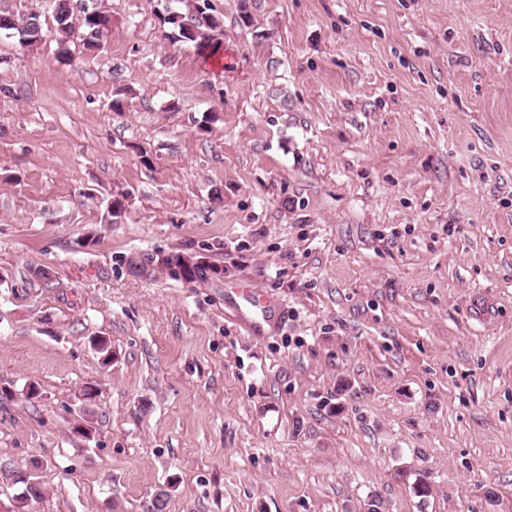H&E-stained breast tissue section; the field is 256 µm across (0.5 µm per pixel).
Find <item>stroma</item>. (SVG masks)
<instances>
[{
	"label": "stroma",
	"mask_w": 512,
	"mask_h": 512,
	"mask_svg": "<svg viewBox=\"0 0 512 512\" xmlns=\"http://www.w3.org/2000/svg\"><path fill=\"white\" fill-rule=\"evenodd\" d=\"M86 2L65 62L0 0L44 34L0 31V512H512V0H210L219 67L182 0ZM159 252L224 276L121 264ZM70 2L71 0H58L55 14L57 44L59 54L63 57L70 55L69 44L78 40L84 49L97 48V43L102 39V33H107L112 26V16L94 10V8L84 9L79 6L80 12L84 14L91 12V15L86 16L83 23L75 27L72 12L74 7ZM208 0H190L186 11L168 12L163 15V25H168L173 39L192 44L194 48L207 55H214L224 49L218 41L217 29L220 20L210 11Z\"/></svg>",
	"instance_id": "1"
}]
</instances>
